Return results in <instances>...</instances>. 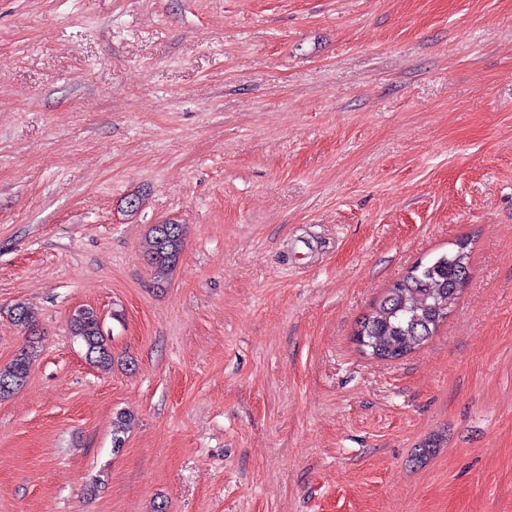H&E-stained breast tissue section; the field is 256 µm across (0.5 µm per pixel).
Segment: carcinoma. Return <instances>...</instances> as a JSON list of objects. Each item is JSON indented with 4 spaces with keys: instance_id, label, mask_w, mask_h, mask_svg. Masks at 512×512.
Masks as SVG:
<instances>
[{
    "instance_id": "cac0c4a2",
    "label": "carcinoma",
    "mask_w": 512,
    "mask_h": 512,
    "mask_svg": "<svg viewBox=\"0 0 512 512\" xmlns=\"http://www.w3.org/2000/svg\"><path fill=\"white\" fill-rule=\"evenodd\" d=\"M186 231L183 224L152 226L145 242V254L156 285L169 280L180 261ZM468 261L456 262L453 253H443L430 262L419 263L402 279L400 286L390 288L360 325L362 352L406 355L417 349L437 331L448 315V309L460 292L458 273ZM9 317L23 328L32 341L8 364L0 367V398L12 394L29 376L38 352L39 340L35 310L24 302L9 309ZM72 335L81 340L87 358L100 367L112 365V350L103 332V323L92 307L77 309L71 318Z\"/></svg>"
}]
</instances>
